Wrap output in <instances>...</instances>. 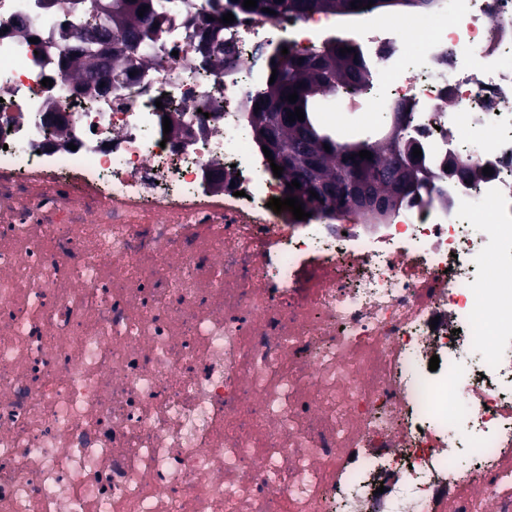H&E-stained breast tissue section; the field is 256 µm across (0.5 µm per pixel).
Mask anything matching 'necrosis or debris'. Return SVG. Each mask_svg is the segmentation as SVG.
<instances>
[{
	"mask_svg": "<svg viewBox=\"0 0 512 512\" xmlns=\"http://www.w3.org/2000/svg\"><path fill=\"white\" fill-rule=\"evenodd\" d=\"M223 7L164 0L153 65L104 96L60 67L92 13L0 0V512H512V30L488 31L512 0ZM337 40L433 179L295 221L246 100L267 46ZM380 101L323 121L373 130ZM243 1H228L233 2V8L228 10L225 7L224 12L214 17V21L220 22L223 14H227V12H231L234 16L239 12H247L259 13L270 17L286 13L302 17L313 13H326L336 16L358 15L378 10H392L399 7L422 9L429 7L432 0H360L363 3V8H359V2H355V0H282V2H278V0H257V7L250 9L243 7ZM369 1H372V7L365 8ZM351 2H355L358 9H352ZM262 8L274 10L276 15L264 13Z\"/></svg>",
	"mask_w": 512,
	"mask_h": 512,
	"instance_id": "necrosis-or-debris-1",
	"label": "necrosis or debris"
}]
</instances>
